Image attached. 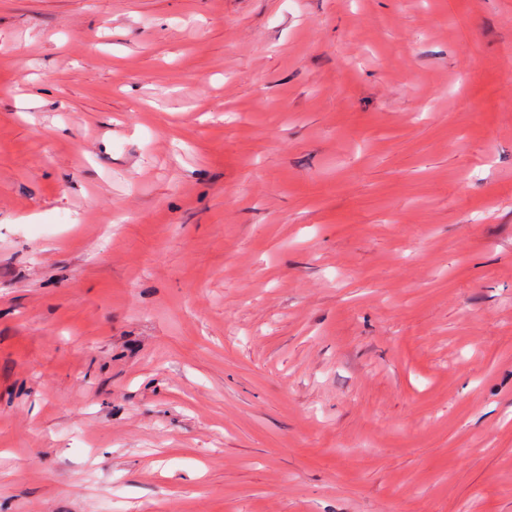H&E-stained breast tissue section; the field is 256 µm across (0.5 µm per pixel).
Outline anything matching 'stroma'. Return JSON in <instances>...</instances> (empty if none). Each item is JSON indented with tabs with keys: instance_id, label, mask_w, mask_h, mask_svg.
<instances>
[{
	"instance_id": "obj_1",
	"label": "stroma",
	"mask_w": 512,
	"mask_h": 512,
	"mask_svg": "<svg viewBox=\"0 0 512 512\" xmlns=\"http://www.w3.org/2000/svg\"><path fill=\"white\" fill-rule=\"evenodd\" d=\"M512 0H0V512H512Z\"/></svg>"
}]
</instances>
